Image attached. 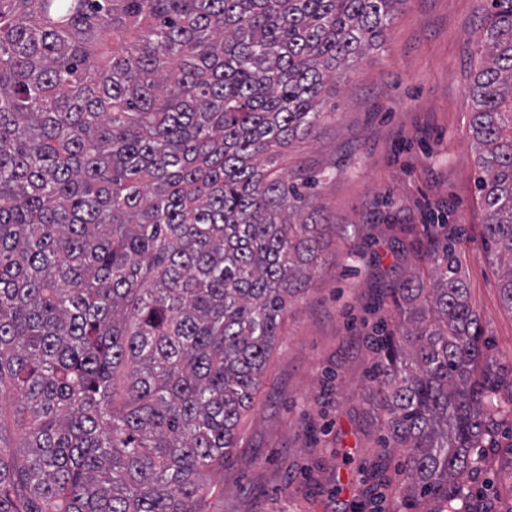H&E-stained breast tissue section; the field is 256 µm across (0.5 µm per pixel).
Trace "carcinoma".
Instances as JSON below:
<instances>
[{
	"mask_svg": "<svg viewBox=\"0 0 512 512\" xmlns=\"http://www.w3.org/2000/svg\"><path fill=\"white\" fill-rule=\"evenodd\" d=\"M408 0H0V512H214L236 429L330 225L282 174L336 70ZM470 86L484 236L512 312V0ZM393 290L378 410L399 495L467 512L512 418L454 244Z\"/></svg>",
	"mask_w": 512,
	"mask_h": 512,
	"instance_id": "obj_1",
	"label": "carcinoma"
}]
</instances>
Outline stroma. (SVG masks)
<instances>
[{
  "label": "stroma",
  "mask_w": 512,
  "mask_h": 512,
  "mask_svg": "<svg viewBox=\"0 0 512 512\" xmlns=\"http://www.w3.org/2000/svg\"><path fill=\"white\" fill-rule=\"evenodd\" d=\"M482 5L408 0L384 41L328 83L316 133L279 157L281 172H321L309 207L330 229L242 415L224 512H353L374 465L399 481L405 453L385 443L369 339L396 324L391 290L428 273L426 248L444 228H463L470 302L496 352L512 357L470 128ZM470 489L479 512H512V463L489 455Z\"/></svg>",
  "instance_id": "1"
}]
</instances>
